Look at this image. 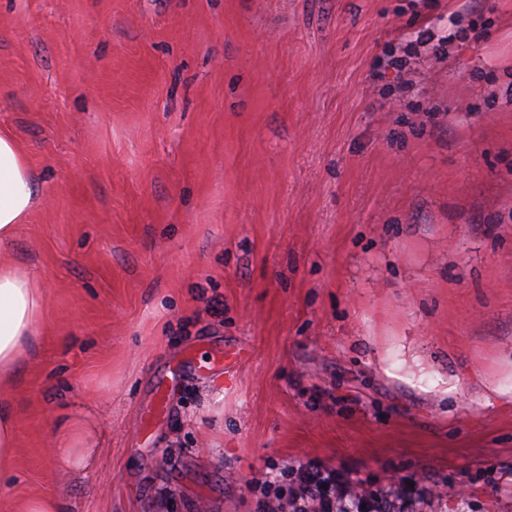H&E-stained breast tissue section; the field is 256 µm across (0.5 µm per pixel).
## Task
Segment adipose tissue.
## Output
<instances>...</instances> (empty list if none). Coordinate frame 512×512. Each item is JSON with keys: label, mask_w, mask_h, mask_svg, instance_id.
Masks as SVG:
<instances>
[{"label": "adipose tissue", "mask_w": 512, "mask_h": 512, "mask_svg": "<svg viewBox=\"0 0 512 512\" xmlns=\"http://www.w3.org/2000/svg\"><path fill=\"white\" fill-rule=\"evenodd\" d=\"M40 190L18 142L0 135V246H9L17 224L38 205ZM44 307L35 282L0 261V391L10 389Z\"/></svg>", "instance_id": "obj_1"}]
</instances>
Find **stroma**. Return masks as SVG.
Returning a JSON list of instances; mask_svg holds the SVG:
<instances>
[{
  "instance_id": "obj_1",
  "label": "stroma",
  "mask_w": 512,
  "mask_h": 512,
  "mask_svg": "<svg viewBox=\"0 0 512 512\" xmlns=\"http://www.w3.org/2000/svg\"><path fill=\"white\" fill-rule=\"evenodd\" d=\"M2 132L45 306L0 512H256L310 460L512 512V0H0Z\"/></svg>"
}]
</instances>
